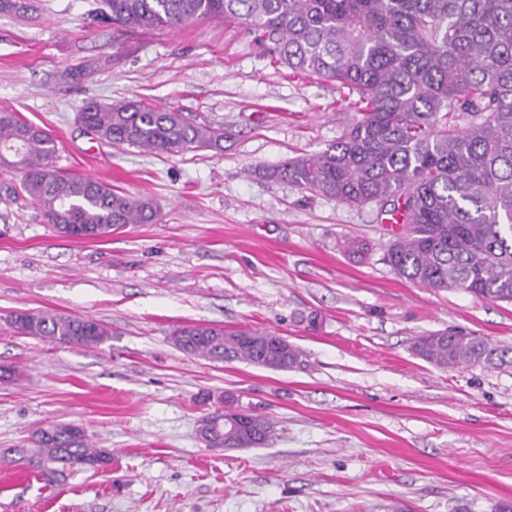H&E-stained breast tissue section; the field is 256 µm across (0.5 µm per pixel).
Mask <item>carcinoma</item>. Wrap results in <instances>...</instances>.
Returning a JSON list of instances; mask_svg holds the SVG:
<instances>
[{
  "mask_svg": "<svg viewBox=\"0 0 512 512\" xmlns=\"http://www.w3.org/2000/svg\"><path fill=\"white\" fill-rule=\"evenodd\" d=\"M106 16L126 28L175 27L193 19L230 20L255 35L292 75L333 80L348 90L354 113L320 153L263 171L322 196L375 203L399 216L403 232L386 260L428 288H458L512 302V0H103ZM78 121L108 144L157 155L221 152L224 127L200 123L139 99L89 101ZM57 144L13 111H0V174H23L21 189L46 223L66 237L99 239L126 224H149L153 200L131 196L57 165ZM9 325L24 336L96 346L109 331L89 316L16 312ZM274 333L240 327L183 325L172 331L181 351L213 362L246 361L286 371L291 344ZM413 348L440 367H512V347L478 336L431 333ZM224 418L218 429L215 422ZM273 432L265 417L224 410L200 421L214 446L252 448ZM33 448H12L19 461L52 479L74 466L99 470L112 461L71 422L38 429Z\"/></svg>",
  "mask_w": 512,
  "mask_h": 512,
  "instance_id": "1",
  "label": "carcinoma"
}]
</instances>
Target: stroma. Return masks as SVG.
I'll use <instances>...</instances> for the list:
<instances>
[{"instance_id": "35a3bbf8", "label": "stroma", "mask_w": 512, "mask_h": 512, "mask_svg": "<svg viewBox=\"0 0 512 512\" xmlns=\"http://www.w3.org/2000/svg\"><path fill=\"white\" fill-rule=\"evenodd\" d=\"M0 10V111L43 127L58 166L153 198L159 215L101 240L44 224L0 175V512H499L512 502V367L441 368L412 350L434 332L512 345V303L427 288L386 262L397 232L263 170L336 141L346 92L289 78L244 26L199 19L123 30L101 0ZM139 98L224 125L215 153L160 156L99 141L86 101ZM366 242L352 253L351 240ZM89 316L95 347L17 334V311ZM248 326L299 363L271 371L177 349L172 327ZM268 417L266 445L219 448L203 416ZM82 426L106 470L51 483L9 463L40 427Z\"/></svg>"}]
</instances>
